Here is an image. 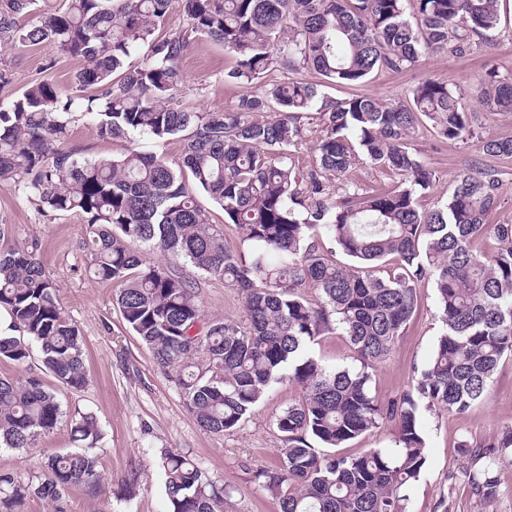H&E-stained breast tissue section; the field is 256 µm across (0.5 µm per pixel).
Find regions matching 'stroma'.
Listing matches in <instances>:
<instances>
[{"label": "stroma", "instance_id": "obj_1", "mask_svg": "<svg viewBox=\"0 0 512 512\" xmlns=\"http://www.w3.org/2000/svg\"><path fill=\"white\" fill-rule=\"evenodd\" d=\"M500 14L497 31L478 40L469 55L429 53L403 72L382 71L363 84L336 87L329 94L338 99L368 95L403 104L422 79L447 82L458 94L463 110L471 114L474 134L464 141L446 140L437 137L430 126L416 128L412 144L417 157L435 175L433 189L420 203L430 208L446 202L462 174L491 167L497 172L499 201L492 221L512 224V158H492L483 150L487 139H512V112H492L481 102L490 74L512 78V0H502ZM234 65V56L222 43L196 38L180 65L178 95L182 105L197 111L233 107L239 96L250 90L249 85L227 80L226 74ZM81 66L80 59L61 55L47 41L2 45L0 68L9 69L12 81L0 89V103L11 102L29 85L43 80L71 88ZM68 144L96 159L120 155L133 146L175 160L183 147L177 139L160 144L142 138L104 139L87 121L70 127ZM400 182V176L392 171L360 158L333 190L338 193L351 185L369 192ZM0 226L6 230L7 246L39 243L45 270L58 284L62 305L82 336L87 384L78 391L64 387L45 372L39 351H32L21 366L0 363L2 376L41 377L45 387L56 393L68 419L89 412L101 426L103 436L97 448L101 490L94 497L80 489L71 490L66 498L67 512H166L164 482L157 466L163 448L189 455L216 484L234 486L238 512H279L278 502L255 483L252 474L257 468L278 464L281 441L274 419L297 402L299 389L287 382L273 384L233 431L219 435L202 430L151 351L123 322L115 302L117 285L94 279L91 257L84 247L87 228L83 217L50 212L18 186L5 184L0 185ZM186 273L201 289L206 314L243 318V302L235 289L191 267ZM441 329L435 290L431 283H422L414 318L391 353L372 371L371 387L379 399L387 400L409 389L429 362ZM68 419L41 440L39 449L26 454L1 449L0 470L30 472L38 464L40 449L71 450L74 443ZM419 422L426 440L427 463L411 491L412 512H437L442 501L448 512H512V461L499 467V493L487 506L472 495L461 476L464 460L458 449L461 440L484 444L512 426V355L499 365L486 400L468 414L424 408ZM134 471L139 474V487L129 498L123 487Z\"/></svg>", "mask_w": 512, "mask_h": 512}]
</instances>
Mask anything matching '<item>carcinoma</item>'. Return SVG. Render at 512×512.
Returning <instances> with one entry per match:
<instances>
[{
  "label": "carcinoma",
  "mask_w": 512,
  "mask_h": 512,
  "mask_svg": "<svg viewBox=\"0 0 512 512\" xmlns=\"http://www.w3.org/2000/svg\"><path fill=\"white\" fill-rule=\"evenodd\" d=\"M186 27L161 37L172 0H62L29 27L18 18L35 0H0V43H53L84 61L68 91L44 80L0 105V181L11 180L53 213L80 214L96 279L118 285L121 317L151 349L209 433L240 425L276 382L302 393L275 418L280 462L255 472L280 512H410L411 489L426 464L420 407L467 414L487 395L504 355H512V224H491L497 173L465 174L443 205L419 198L434 174L410 142L429 122L437 136L472 135L448 83L421 80L413 105L373 96L335 99L324 89L362 84L379 70L401 71L429 52L461 56L500 24L498 0H179ZM235 56L227 78L251 84L278 68L295 77L244 94L231 109L193 111L177 101L179 66L192 36ZM142 53L138 63L131 56ZM308 71L317 81L297 77ZM491 111H512V81L494 80ZM272 112L259 119L256 114ZM323 135L315 164L300 177L289 148L302 118ZM92 122L100 136L183 141L181 158L129 148L93 159L66 148L69 128ZM492 157L512 158V139L485 141ZM363 157L404 181L389 190L337 197L329 183ZM190 173L191 179L185 178ZM204 192L243 231L247 254L224 244V228L197 201ZM324 234L351 259L340 265L316 247ZM492 235L490 255L474 241ZM168 256L164 265L145 252ZM189 264L237 289L246 322L206 316ZM436 291L442 332L410 389L388 401L371 391L370 369L393 349L417 309V288ZM0 362L24 364L38 348L47 372L81 389L82 340L46 275L38 243L0 249ZM345 337L356 364L327 366L311 347ZM64 412L41 379L0 377V448L27 452ZM395 427L394 446L356 456L336 449ZM77 448L43 451L36 472L0 471V512L49 500L65 512L79 486L96 495L102 431L91 414L71 421ZM462 468L473 496L497 495V469L512 461V427L494 441L463 440ZM168 512H234V488L209 480L181 452L159 451Z\"/></svg>",
  "instance_id": "carcinoma-1"
}]
</instances>
